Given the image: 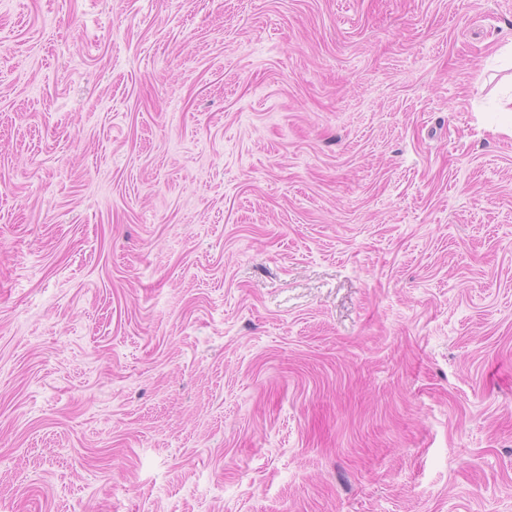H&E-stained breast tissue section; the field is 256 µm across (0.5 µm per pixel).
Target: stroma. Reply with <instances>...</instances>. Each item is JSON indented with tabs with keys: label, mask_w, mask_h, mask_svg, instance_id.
<instances>
[{
	"label": "stroma",
	"mask_w": 512,
	"mask_h": 512,
	"mask_svg": "<svg viewBox=\"0 0 512 512\" xmlns=\"http://www.w3.org/2000/svg\"><path fill=\"white\" fill-rule=\"evenodd\" d=\"M512 0H0V512H512Z\"/></svg>",
	"instance_id": "35a3bbf8"
}]
</instances>
